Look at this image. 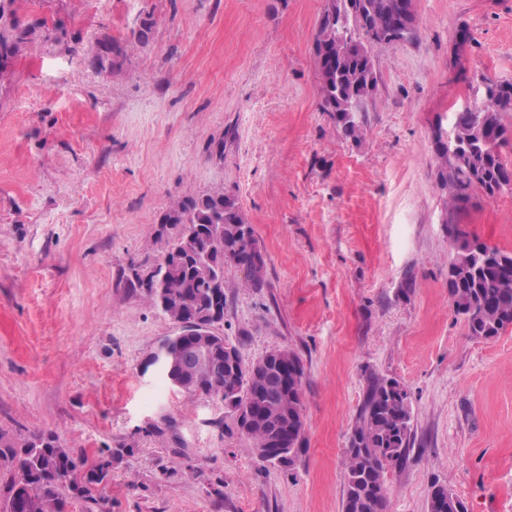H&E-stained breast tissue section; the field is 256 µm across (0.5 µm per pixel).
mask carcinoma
Listing matches in <instances>:
<instances>
[{
    "instance_id": "carcinoma-1",
    "label": "carcinoma",
    "mask_w": 512,
    "mask_h": 512,
    "mask_svg": "<svg viewBox=\"0 0 512 512\" xmlns=\"http://www.w3.org/2000/svg\"><path fill=\"white\" fill-rule=\"evenodd\" d=\"M17 0H0V51L14 55L21 47L50 33L36 24L20 27ZM393 0H328L315 37V60L320 73L323 111L330 112L344 135L355 141L364 137V121L359 112L378 82V73L369 46L392 44L406 39L412 29L392 26L389 5ZM512 112V83L485 81L484 99L467 111L452 114L450 129L438 134L444 170L442 181L453 189L449 204L460 210L480 193L494 197L512 189V166L502 159L501 148L512 142V129L501 121V113ZM217 215L223 230L213 236L202 232L201 250L219 266H239L250 259L258 247L254 229L244 231L236 198L222 188L205 191L193 198L173 203L165 214L170 224H211ZM463 243L475 241L478 251L465 257L464 247L455 248L448 263V297L455 315L467 326L469 335L488 340L512 326V252L480 245V238L460 224L453 225ZM265 266H255L251 275L236 284L238 288H261L265 284ZM162 288L178 295L183 307L194 309L209 288L206 277L190 262H181L167 270ZM157 350L167 359L163 374L169 383L205 393L223 391L224 409L237 430L251 442V448H263L268 432L262 428H243V422L255 406L279 408L283 395L278 369L263 356L249 363L240 360L234 369L224 368V359L207 351L186 367L181 362L183 337L167 336ZM304 370H299L296 385L288 397V425L291 442L286 463L293 462L304 445L303 414ZM363 394L346 448L345 493L342 512H388L386 477L409 456L414 442L413 411L406 388L394 378L374 372L365 374ZM59 455L73 457L55 435L37 434L13 438L0 432V461L9 467V482L0 512H65L67 497L84 503L85 512L100 506L98 488L111 480L112 457L99 461V467L85 477H66L46 472L40 458ZM440 499L442 512H467V506L443 485H435L428 503Z\"/></svg>"
}]
</instances>
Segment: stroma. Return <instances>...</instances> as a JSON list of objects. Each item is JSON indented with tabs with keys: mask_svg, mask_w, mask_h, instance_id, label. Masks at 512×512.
Instances as JSON below:
<instances>
[{
	"mask_svg": "<svg viewBox=\"0 0 512 512\" xmlns=\"http://www.w3.org/2000/svg\"><path fill=\"white\" fill-rule=\"evenodd\" d=\"M413 3V34L372 49L355 142L322 109L326 0H19L23 23L57 30L0 79L1 431L112 455V512H341L374 371L414 413L388 512H427L436 485L468 512H512V329L474 339L448 299L449 222L512 251V190L450 211L435 138L484 79L512 82V0ZM105 46L123 50L110 72L91 64ZM217 186L267 270L253 290L225 267L219 330L245 361L288 348L304 364L287 466L258 460L221 399L141 372L174 328L129 278L161 261L172 202Z\"/></svg>",
	"mask_w": 512,
	"mask_h": 512,
	"instance_id": "35a3bbf8",
	"label": "stroma"
}]
</instances>
